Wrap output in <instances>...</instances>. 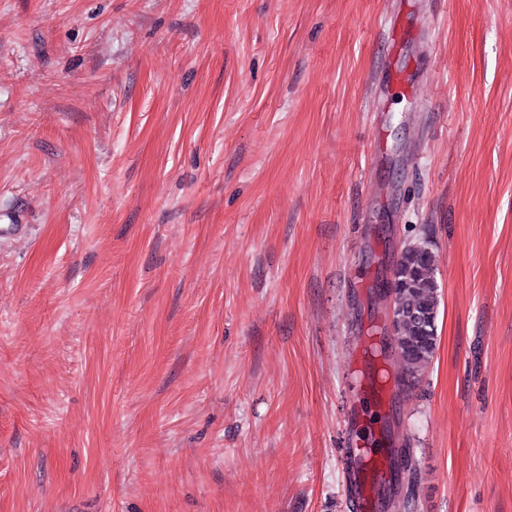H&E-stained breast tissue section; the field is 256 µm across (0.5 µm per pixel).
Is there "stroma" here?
<instances>
[{"instance_id":"stroma-1","label":"stroma","mask_w":512,"mask_h":512,"mask_svg":"<svg viewBox=\"0 0 512 512\" xmlns=\"http://www.w3.org/2000/svg\"><path fill=\"white\" fill-rule=\"evenodd\" d=\"M4 224L0 512H512V0H0ZM410 248L396 259L392 299L400 311L397 345L403 375L419 381L430 365L437 344V315L440 304L434 272L437 260L427 237L410 243ZM349 455V485L357 509L362 512L369 506V479L371 471L375 465H378V461L371 450L368 452L361 448H353Z\"/></svg>"}]
</instances>
